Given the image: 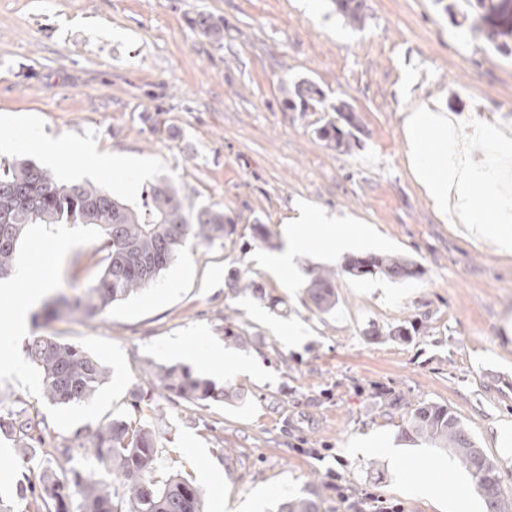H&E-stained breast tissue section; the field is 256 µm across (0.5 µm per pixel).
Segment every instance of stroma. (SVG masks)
<instances>
[{
	"instance_id": "obj_1",
	"label": "stroma",
	"mask_w": 512,
	"mask_h": 512,
	"mask_svg": "<svg viewBox=\"0 0 512 512\" xmlns=\"http://www.w3.org/2000/svg\"><path fill=\"white\" fill-rule=\"evenodd\" d=\"M201 13L223 20L222 42L194 28ZM362 15L349 23L334 0H0V158L40 165L31 137H66L83 151L54 174H86L89 154L109 155L150 169L130 184L105 170L86 174L115 198L139 201L163 180L188 209L212 207L233 225L93 319L46 322L36 310L23 336L1 321L0 346L15 368L0 373V390L70 439L125 416L131 391H143L160 432L157 479L177 471L197 480L205 512H278L293 498L314 501L317 512H354L365 499L448 512L435 489L443 477L485 512L447 449L404 436L411 409L438 403L496 461L503 512H512V446L502 439L512 430V255L439 211L413 170L403 123L406 112L436 104L458 124L512 129V55L451 22L435 0H363ZM300 79L322 90L323 107L285 108L286 86ZM342 103L359 126L348 151L317 133ZM315 210L359 219L358 253L410 259L420 276L355 277L340 270L345 254L319 250L275 270L285 225ZM256 224L268 227L269 243L253 239ZM96 237L89 225L31 226L16 291L44 288L51 266L46 297L82 287L99 272ZM327 268L337 272L336 308L321 313L305 288ZM234 271L264 297L233 289ZM410 325L416 333L393 335ZM33 336L73 343L108 367L93 399L44 398L25 352ZM229 356L259 361L261 375L215 373ZM155 364L189 367L236 394L193 404L159 393L148 376ZM371 436L389 454L360 455ZM204 465L219 483L198 480ZM24 472L0 434V498L11 512L33 510L15 495ZM411 479L433 493H408Z\"/></svg>"
}]
</instances>
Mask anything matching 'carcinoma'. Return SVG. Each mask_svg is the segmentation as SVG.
I'll return each mask as SVG.
<instances>
[{
    "label": "carcinoma",
    "mask_w": 512,
    "mask_h": 512,
    "mask_svg": "<svg viewBox=\"0 0 512 512\" xmlns=\"http://www.w3.org/2000/svg\"><path fill=\"white\" fill-rule=\"evenodd\" d=\"M444 9L453 17L477 14L482 26L471 27L472 35L490 30L498 40L497 49L512 54V0H451ZM336 10L353 23L362 20L361 0H336ZM193 23L213 41L224 40V20L200 14ZM286 102L288 108L305 112L323 103V96L312 83L299 81ZM318 133L338 150L355 145L353 133L333 121ZM2 224L9 233L0 237V278L14 270L29 226L84 224L96 229L99 277L74 299L55 302L58 308L85 318L151 287L184 250L222 240L226 231L224 212L204 206L188 211L169 183L150 186L139 203H126L103 185L61 183L51 170L22 159L0 160ZM342 271L357 277L383 274L394 281L420 274L413 261L377 254L351 256ZM335 280L334 270H318L311 276L306 295L318 311L327 313L336 307ZM26 354L41 374L43 396L55 405L91 400L108 377L107 367L96 356L52 337L29 341ZM149 373L154 387L187 401H224V389L188 369L155 364ZM0 409L9 416L6 435L17 457L37 473L17 488L21 498H32L36 512H204L202 492L192 482L178 475L156 480L160 454L150 424L131 416L111 418L76 442L52 435L44 420L2 391ZM407 433L449 449L475 481L487 512H501L498 467L453 411L422 403L410 412ZM91 456L111 479L94 478L86 468ZM279 512L317 510L313 501L298 498L285 501Z\"/></svg>",
    "instance_id": "1"
}]
</instances>
